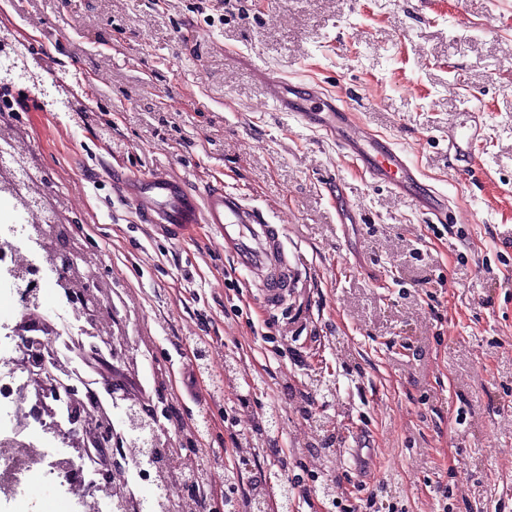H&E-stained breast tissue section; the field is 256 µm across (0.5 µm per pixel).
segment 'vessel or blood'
Instances as JSON below:
<instances>
[{
    "mask_svg": "<svg viewBox=\"0 0 512 512\" xmlns=\"http://www.w3.org/2000/svg\"><path fill=\"white\" fill-rule=\"evenodd\" d=\"M256 76L266 101L277 111L292 113L301 125L338 144L371 181L409 195L418 210L447 220V195L421 183L417 168L396 143L360 126L352 112L316 87L272 77L261 70ZM484 130L475 113L467 124L450 126L449 153L466 166L475 165L473 145ZM115 184L141 223L175 232L195 224L211 225L216 243L223 245L235 267L259 282V295L266 305H277L287 295L288 281L282 275L288 267L284 228L265 221L242 197L218 187L198 193L167 173L126 175L117 178Z\"/></svg>",
    "mask_w": 512,
    "mask_h": 512,
    "instance_id": "1",
    "label": "vessel or blood"
}]
</instances>
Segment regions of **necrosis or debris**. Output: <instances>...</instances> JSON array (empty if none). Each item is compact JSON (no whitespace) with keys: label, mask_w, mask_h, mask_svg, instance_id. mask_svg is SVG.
I'll use <instances>...</instances> for the list:
<instances>
[{"label":"necrosis or debris","mask_w":512,"mask_h":512,"mask_svg":"<svg viewBox=\"0 0 512 512\" xmlns=\"http://www.w3.org/2000/svg\"><path fill=\"white\" fill-rule=\"evenodd\" d=\"M32 253L27 265H20L18 251ZM50 260L46 251L29 231L23 214L0 211V293H21L27 308L43 309L47 322L56 329L45 338L48 352L41 375L52 382L73 379L76 369L69 359L71 334L95 335L96 327L85 320L68 302L67 285L59 278H47L45 269ZM56 292L54 308L43 306L44 289ZM18 332L0 321V504L8 512H40L36 501L26 489L32 485H47L59 492L66 512H99L102 498L91 481L82 486L73 482L71 449L55 445L56 436L50 424L68 428V404L52 396L32 400L25 411H17L16 395L29 379L27 367L15 363Z\"/></svg>","instance_id":"4bbe7bcc"}]
</instances>
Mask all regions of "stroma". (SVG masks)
Segmentation results:
<instances>
[{
	"label": "stroma",
	"mask_w": 512,
	"mask_h": 512,
	"mask_svg": "<svg viewBox=\"0 0 512 512\" xmlns=\"http://www.w3.org/2000/svg\"><path fill=\"white\" fill-rule=\"evenodd\" d=\"M0 28L39 77L8 85L0 127L40 174L43 223L78 225L122 330L151 338L138 364L166 432L197 427L239 490L286 477L288 512H322L334 484L332 512H512V0H0ZM256 65L392 139L450 222L273 111ZM466 112L487 136L458 172ZM117 171L219 181L283 225L287 296L265 306L206 226L146 230ZM197 336L224 355L223 399L204 375L178 396ZM484 123L475 112H471L469 123L448 127V153L457 162L468 167L477 164V156L473 152L474 143L484 136Z\"/></svg>",
	"instance_id": "obj_1"
}]
</instances>
